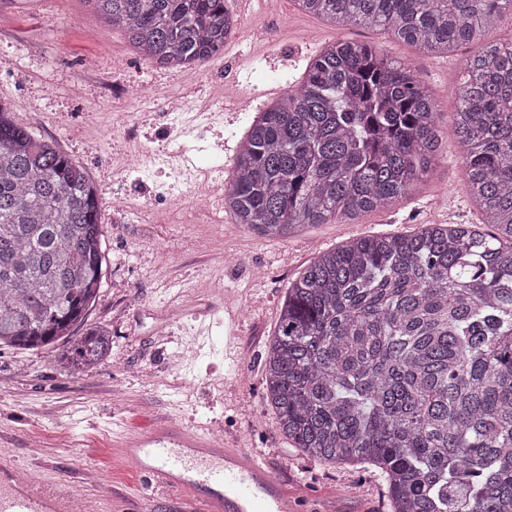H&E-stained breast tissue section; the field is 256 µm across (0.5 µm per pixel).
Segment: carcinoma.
<instances>
[{"mask_svg": "<svg viewBox=\"0 0 512 512\" xmlns=\"http://www.w3.org/2000/svg\"><path fill=\"white\" fill-rule=\"evenodd\" d=\"M148 62L224 50L226 0H86ZM332 25L382 29L463 61L453 134L491 231L426 224L323 251L287 288L263 360L280 431L327 464L373 466L391 512H512V0H297ZM407 65L326 45L242 137L224 211L280 236L390 209L429 173L448 131ZM99 192L0 102V347L67 344L64 369L112 355L73 335L105 276Z\"/></svg>", "mask_w": 512, "mask_h": 512, "instance_id": "1", "label": "carcinoma"}]
</instances>
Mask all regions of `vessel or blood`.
Here are the masks:
<instances>
[{"mask_svg": "<svg viewBox=\"0 0 512 512\" xmlns=\"http://www.w3.org/2000/svg\"><path fill=\"white\" fill-rule=\"evenodd\" d=\"M153 487L201 492L203 512H294L285 488L256 456L216 438L167 422L118 442ZM68 496L49 480L19 487L10 463L0 462V512H71Z\"/></svg>", "mask_w": 512, "mask_h": 512, "instance_id": "vessel-or-blood-1", "label": "vessel or blood"}]
</instances>
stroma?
Masks as SVG:
<instances>
[{
  "label": "stroma",
  "mask_w": 512,
  "mask_h": 512,
  "mask_svg": "<svg viewBox=\"0 0 512 512\" xmlns=\"http://www.w3.org/2000/svg\"><path fill=\"white\" fill-rule=\"evenodd\" d=\"M237 27L224 51L189 68H157L134 53L84 0H0V102L15 121L55 141L100 193L106 274L86 326L107 328L112 355L71 374L46 350L0 348V445L16 471L49 478L58 491L93 496L83 474L112 486V512H195L191 492L146 490L119 454L120 434L175 420L252 451L299 512H390L375 468L330 466L293 448L263 396V359L290 282L319 251L368 235L412 232L424 224H475L455 137L413 195L358 222L297 228L269 237L225 219L185 220L175 201L193 189L183 166H222L210 175L214 210L224 211L234 149L253 118L302 77L308 61L338 39L364 42L414 69L450 125L468 45L427 55L379 29H339L302 11L296 0H228ZM273 29L276 40L261 33ZM139 85L198 103L238 86L242 100L218 116L170 117L129 111L120 91ZM135 127L128 136L127 127ZM123 198L126 209L114 208ZM123 398L113 402V388Z\"/></svg>",
  "instance_id": "1"
}]
</instances>
